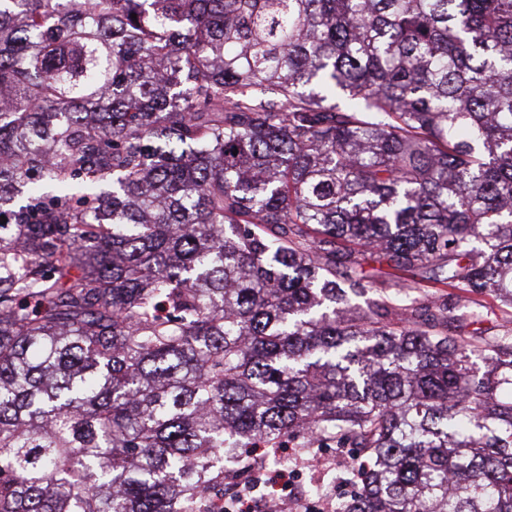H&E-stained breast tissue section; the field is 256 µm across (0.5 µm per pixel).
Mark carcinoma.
Here are the masks:
<instances>
[{
    "instance_id": "carcinoma-1",
    "label": "carcinoma",
    "mask_w": 512,
    "mask_h": 512,
    "mask_svg": "<svg viewBox=\"0 0 512 512\" xmlns=\"http://www.w3.org/2000/svg\"><path fill=\"white\" fill-rule=\"evenodd\" d=\"M2 216L0 512H512V0H0ZM293 490L291 484V476L277 470H269L268 475L265 476L262 486L259 491V502H263L260 506L257 502L258 497L253 496L255 490L252 488H244L239 491L235 498L232 499L230 504L224 502V512H274L268 509V503L275 505V502L283 496H289ZM249 498L252 502V508L246 510H232L236 502H241Z\"/></svg>"
}]
</instances>
